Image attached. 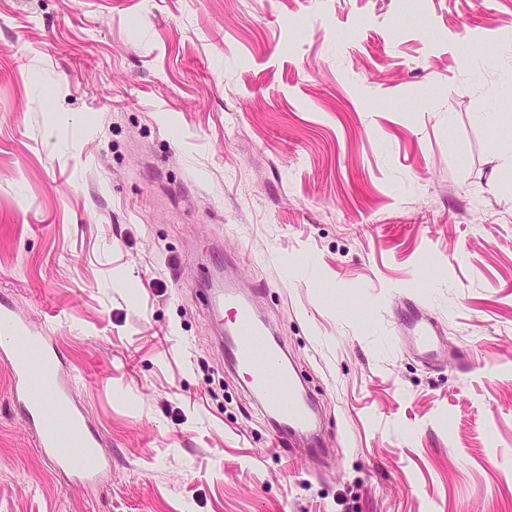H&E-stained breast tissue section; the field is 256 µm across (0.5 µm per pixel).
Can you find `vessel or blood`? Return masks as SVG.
I'll return each instance as SVG.
<instances>
[{"instance_id": "vessel-or-blood-1", "label": "vessel or blood", "mask_w": 512, "mask_h": 512, "mask_svg": "<svg viewBox=\"0 0 512 512\" xmlns=\"http://www.w3.org/2000/svg\"><path fill=\"white\" fill-rule=\"evenodd\" d=\"M212 306L226 315L223 348L229 366L242 373L250 391L261 400L280 439L317 440L314 406L299 388L283 342L270 340L265 321L232 282H225L223 290L214 294ZM404 314L412 345L422 355H432L441 342L434 319L411 303ZM0 364L9 371L11 394L20 406L23 425L43 458L55 469L88 482L97 480L110 459L73 403L72 385L61 373L58 347L4 303H0Z\"/></svg>"}]
</instances>
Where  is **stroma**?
Wrapping results in <instances>:
<instances>
[{"instance_id": "obj_1", "label": "stroma", "mask_w": 512, "mask_h": 512, "mask_svg": "<svg viewBox=\"0 0 512 512\" xmlns=\"http://www.w3.org/2000/svg\"><path fill=\"white\" fill-rule=\"evenodd\" d=\"M224 257L321 447L227 366ZM2 300L112 470L55 473L0 365V512H512V0H0ZM405 333L422 355L432 356L441 342L440 330L434 321L416 305L408 303L404 309Z\"/></svg>"}]
</instances>
